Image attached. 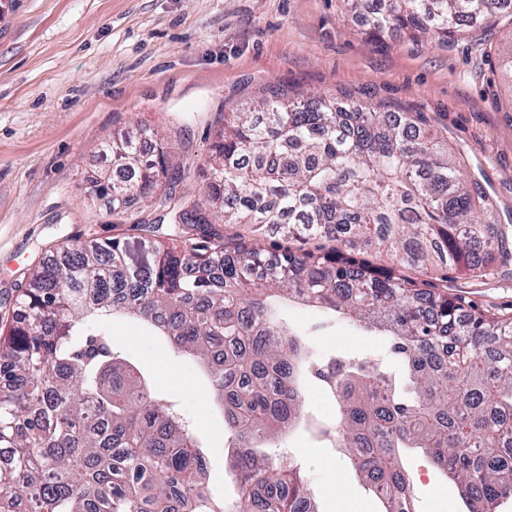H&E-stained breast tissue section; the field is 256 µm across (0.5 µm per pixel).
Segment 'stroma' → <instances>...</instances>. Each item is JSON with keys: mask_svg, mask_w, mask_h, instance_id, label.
Instances as JSON below:
<instances>
[{"mask_svg": "<svg viewBox=\"0 0 512 512\" xmlns=\"http://www.w3.org/2000/svg\"><path fill=\"white\" fill-rule=\"evenodd\" d=\"M512 17L502 15L438 45L377 40L343 0H0V325L19 312L25 274L46 251L76 240L137 239L131 207L113 223L106 199L87 197L110 176L113 135L159 131L176 195L198 193L225 113L269 91L384 100L423 113L430 132L463 150L495 206L486 220L512 237ZM435 287L465 307L512 317V260L490 274L436 271ZM291 323L321 353L384 355V338L292 304ZM112 350L136 364L200 436L206 482L238 496L224 418L208 381L134 322L112 320ZM321 512H380L335 449L302 430L284 443ZM402 466L416 512H465L458 489L416 449Z\"/></svg>", "mask_w": 512, "mask_h": 512, "instance_id": "35a3bbf8", "label": "stroma"}]
</instances>
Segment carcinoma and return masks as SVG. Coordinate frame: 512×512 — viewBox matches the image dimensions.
Here are the masks:
<instances>
[{
    "instance_id": "1",
    "label": "carcinoma",
    "mask_w": 512,
    "mask_h": 512,
    "mask_svg": "<svg viewBox=\"0 0 512 512\" xmlns=\"http://www.w3.org/2000/svg\"><path fill=\"white\" fill-rule=\"evenodd\" d=\"M370 33L444 44L512 0H347ZM419 112L308 94L224 114L201 195L161 198L165 215L127 239L76 243L33 269L22 314L0 328V512H320L301 468L261 451L297 429L335 448L381 503L415 512L401 453L420 449L468 512L512 497V319L425 291L437 267L472 273L512 257L482 216V184ZM157 134L112 140L125 177L97 182L112 215L161 191L170 167ZM226 224L288 225L276 251ZM320 244L307 248L310 241ZM372 247L389 264L353 257ZM287 299L386 337L390 372L371 355L311 350L277 308ZM124 314L204 366L222 408L240 498L214 499L202 441L132 362L112 356ZM329 419L306 411L310 382Z\"/></svg>"
}]
</instances>
